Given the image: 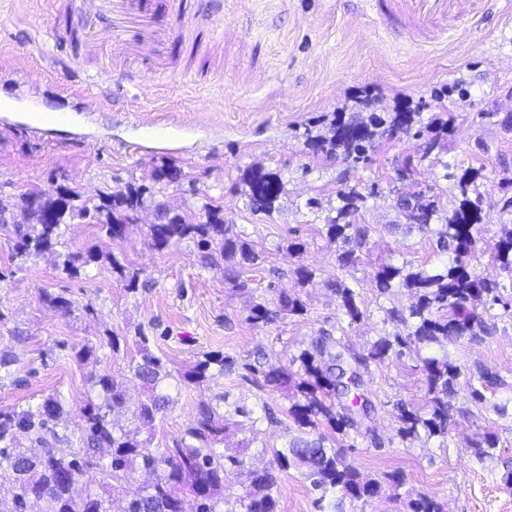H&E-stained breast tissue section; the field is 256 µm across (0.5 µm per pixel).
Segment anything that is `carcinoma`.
<instances>
[{
    "mask_svg": "<svg viewBox=\"0 0 512 512\" xmlns=\"http://www.w3.org/2000/svg\"><path fill=\"white\" fill-rule=\"evenodd\" d=\"M452 117L440 116L424 127L419 113L400 110L383 118L375 113L368 120L336 118L326 134H306V145L312 156L325 160L340 159L357 164L369 158L375 150L379 133L392 138L400 134L425 137L424 154L428 155L445 146L451 133ZM444 178L453 182L459 192L458 205L449 214H443L436 200L417 193V205L408 209L407 231L435 230L437 248L454 254L451 262L427 270L399 266L384 259L378 261L374 280L381 294L402 288L411 298L402 309H391L389 315L402 322L407 333L387 334L379 337L360 353L331 352L329 346L336 340L329 332L314 336L308 346L285 362H271L261 350L237 362L220 351H210L189 369L173 371L163 364L150 349L149 337L138 332L139 359L131 366L133 376L145 392L133 411L134 426L119 424L114 415L126 407V389L123 382L110 373L89 372L88 381L95 399L84 407V428L80 437L81 448L65 453L60 445L70 442L69 436L57 430L65 413L63 395L56 392L35 407H18L0 413V478L12 481L17 492L12 506L0 499V512H107L105 500L79 488L85 470L94 465L97 454L108 452L111 462L110 476L121 479L140 471L152 481L142 493L127 502L124 512H185L184 493L190 492L200 500L199 512H279L277 491L279 474L295 468L318 492L314 500L316 512H345L344 503L365 501L378 496L384 488L396 489L403 485L401 472L383 474L378 479H367L347 460V448L338 436L357 427L351 409L336 405V399L348 394L343 376L351 374L362 378L361 370L370 364H382L400 358L408 352L421 357L425 372V410L411 404H397L398 432L405 439L416 438L423 432L429 438L448 441L450 398L461 375L460 369L448 361V356H421V351L433 344L466 338L481 342L490 334L483 315L475 302L482 299L499 304L504 310L512 309V299L501 293L502 285L482 277L474 261L481 252L480 225L482 224L481 196L478 192L479 173L472 169L458 170L444 164ZM253 208L271 212L284 191V182L277 172L250 170L244 179ZM143 191L131 186L119 188L100 198V203L88 207L80 202L78 191L59 186L53 194L36 187L21 195L22 208L29 223L9 225L0 216V227H13L14 255L24 261L55 252L63 236V227L75 218L96 220L100 230L112 239L125 236L129 214L138 211ZM342 205L336 215L329 217L318 233L328 243L336 245L338 262L343 267L357 263L356 249L366 237V229L354 223L358 203L364 195L351 187L340 193ZM148 242L162 251L173 243L192 241L199 252V262L208 265L221 258L225 276L233 290L244 291L241 270L258 264L260 253L234 231V225L224 223V212L218 206H208L205 221L196 222L186 215L170 214L164 210L158 223L149 225ZM101 254L90 248L85 252L68 253L58 262L60 273L74 277L80 266L96 262ZM489 258L512 277V230H507L490 248ZM112 269L124 279L126 291L134 293L139 287V274L125 271L124 266L112 259ZM336 297L337 305L352 323L363 317L358 305L359 293L344 280L327 284ZM306 303L298 296L281 293L276 301L252 302L247 320L252 324L269 325L288 315L303 316ZM18 356L0 353V380L15 375ZM245 371L243 378L261 388L279 392L289 399L288 417L297 434L283 446H268L270 454L262 469L247 466L242 454H218L212 445L217 436L227 435L254 425L252 411L236 405L232 412L224 410L225 394H219L197 406L195 422L186 430L189 442L172 451L152 447L153 427L158 416L173 404L169 394L163 392L162 383L174 379L186 385H202L215 376L230 375L237 369ZM328 426L332 434L319 428ZM25 437L37 445L39 451L29 454L21 449L19 438ZM498 438L485 433L470 442L479 459L493 456ZM246 474L248 486L245 495L235 499L224 495V465ZM407 512H445L435 498L420 495L407 503Z\"/></svg>",
    "mask_w": 512,
    "mask_h": 512,
    "instance_id": "obj_1",
    "label": "carcinoma"
}]
</instances>
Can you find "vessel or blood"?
<instances>
[{"instance_id":"b4317fda","label":"vessel or blood","mask_w":512,"mask_h":512,"mask_svg":"<svg viewBox=\"0 0 512 512\" xmlns=\"http://www.w3.org/2000/svg\"><path fill=\"white\" fill-rule=\"evenodd\" d=\"M480 0H365L373 21L406 41L425 45L454 33L463 18L475 16ZM86 28L85 51L111 60L118 70L114 93L139 88L147 73H166L168 41L209 48L205 31L185 23L187 0H66L58 11V36H70V15Z\"/></svg>"}]
</instances>
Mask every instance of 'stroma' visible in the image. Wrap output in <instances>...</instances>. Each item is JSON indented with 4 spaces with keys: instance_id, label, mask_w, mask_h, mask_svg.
I'll return each instance as SVG.
<instances>
[{
    "instance_id": "35a3bbf8",
    "label": "stroma",
    "mask_w": 512,
    "mask_h": 512,
    "mask_svg": "<svg viewBox=\"0 0 512 512\" xmlns=\"http://www.w3.org/2000/svg\"><path fill=\"white\" fill-rule=\"evenodd\" d=\"M193 20L207 27L216 54L207 57L174 43L176 69L150 80L132 98L114 97L108 59L86 54L81 36L58 42L52 22L58 0H0V207L27 218L20 196L30 187L54 192L65 184L88 204L125 184L147 186L145 203L124 238L111 239L97 225L76 219L63 241L70 252L95 248L104 261L83 267L77 277L59 274L54 255L34 261L12 258L13 235L0 229V304L10 319L0 325V352L21 360L15 380L0 383V411L37 405L53 391L66 399L60 423L79 439L88 399L90 370L109 372L124 381L128 410L119 421L131 423L130 411L143 397L128 365L137 353V336L146 333L152 351L171 369H188L202 354L220 350L243 357L257 350L290 358L320 331L345 327L343 342L359 351L379 336L400 331L388 311L408 304L404 289L380 294L375 264L433 268L446 262L428 236L406 233L396 208L399 194L424 192L452 211L457 191L444 179V166L474 168L481 193L483 236L499 238L512 227V22L498 11L466 21L457 37L422 49L379 35L359 0H191ZM96 81L94 97H85L86 81ZM469 90L466 99L448 97L455 83ZM408 105L428 121L443 112L453 127L442 150L424 154L420 139H381L369 159L357 164L312 157L306 134L325 133L336 113L354 118L384 114ZM150 110L156 134L138 124ZM41 112L65 114L64 123L34 132ZM411 162L408 181L395 171ZM180 169L176 181L158 177L164 165ZM259 167L280 172L284 192L272 213L252 209L244 175ZM356 187L367 202L356 216L368 230L360 261L341 267L336 248L315 235L340 204L339 193ZM223 207L225 223L261 251L257 266L241 275L249 288L241 294L224 280V265L201 266L194 243L185 241L158 251L148 243V227L159 209L203 218V204ZM301 239V251L287 245ZM118 258L140 273L136 293H128L108 259ZM316 273L314 284L301 285L295 271ZM339 279L359 290L363 312L349 323L328 281ZM287 292L300 296L308 312L274 324L249 323L252 298L275 300ZM65 296L70 311L43 304L42 294ZM93 313H85V305ZM477 309L491 333L483 342L460 339L431 345L432 355H447L461 368L451 399L454 423L447 444L418 436L401 438L397 402L425 405V376L415 356L370 365L364 388L373 403L369 417L349 430L348 459L367 478L402 472L404 484L347 512H406L410 499L435 497L445 512H512V489L504 477L512 471V314L501 305ZM126 338L113 354L108 337ZM90 348L88 361L75 353ZM498 375L495 403L505 412L472 399L470 388L483 372ZM227 393L253 410L258 422L247 459L253 467L268 462L263 444L281 445L293 422L288 400L237 376L202 386L172 389L174 403L156 422V438L173 447L196 417L200 400ZM494 433V457L478 462L471 439ZM381 447H372L371 436ZM108 459L87 470L83 484L104 493L112 512H120L144 478L133 474L116 481ZM280 512H315V494L297 470L281 475Z\"/></svg>"
}]
</instances>
